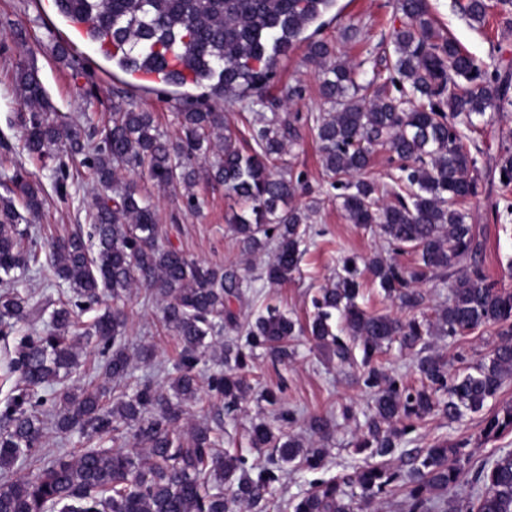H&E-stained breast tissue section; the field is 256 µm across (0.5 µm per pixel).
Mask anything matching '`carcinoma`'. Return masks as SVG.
<instances>
[{
    "instance_id": "carcinoma-1",
    "label": "carcinoma",
    "mask_w": 512,
    "mask_h": 512,
    "mask_svg": "<svg viewBox=\"0 0 512 512\" xmlns=\"http://www.w3.org/2000/svg\"><path fill=\"white\" fill-rule=\"evenodd\" d=\"M59 11L86 27L89 41L122 71L145 69L166 85H204L223 102L264 97L278 60L301 44L305 61L323 74L321 93L336 110L317 116L274 112L252 128L254 146L239 145L227 114L201 102L180 113L177 138L164 137L150 112L121 104L85 137L68 117L52 111L34 69L18 66L16 79L34 108L25 122V146L40 160L54 152L82 155L101 192L89 234L75 231L42 244L33 224L43 206L42 186L16 173L12 192L22 200L0 201V337L20 322L36 324L42 309L16 284L48 265L71 296L50 314L47 328H32L15 346L8 371L19 375L0 409V512H248L272 496L282 465L309 470L326 465L329 449L297 436H277L265 423L252 427L250 443L268 450V465L255 474L235 448H220L221 434L207 424L189 425L183 402L197 395L196 366L205 340L228 328L244 342L224 350V370L209 388L232 409L252 393L244 371L256 351L275 362L292 357V337L306 331L317 349L342 369H362L371 394L366 433L355 451L371 462L351 475L315 482L293 512H378L380 501L404 492L403 512H433L434 495L456 484L469 464L464 441L436 442L405 452L409 469L387 463L413 428L412 421L443 414L476 413L512 379V291L488 281L479 261L485 243L468 223L463 206L478 194L482 150L465 140L460 125L489 110L512 106V76L480 62L442 34L428 0H397L404 17L394 32V74L378 87L357 82V67L336 59L330 43L315 39L335 0H56ZM468 20L483 23L486 0H455ZM316 132L324 173L340 190L336 201L353 224L376 226L392 251L415 253L405 266L381 254L337 260L336 277L313 299L304 328L276 305L240 320L231 299H240L244 278L233 266L203 265L160 243L154 206L120 174L140 170L163 187L193 186L203 177L247 206L229 228L243 251L265 254L260 278L272 286L293 279L305 253L313 200L292 201L303 189L283 159L302 129ZM389 152L391 183L366 176L373 153ZM25 227H20V223ZM384 297L420 316L403 320L358 304L362 271ZM449 283L448 303L430 315L421 284ZM142 290L162 302L161 328L181 344L177 375L169 390L150 379L132 380L125 342L126 314L118 302ZM112 305H107V298ZM99 307L86 328L79 312ZM339 316L349 340L333 323ZM490 328L497 336L488 358L468 372H454L430 338L451 339ZM99 348L105 376L123 385L107 397L106 385H65L78 368L79 342ZM415 355L417 388L404 385L378 362L393 343ZM77 433L88 447L79 454L41 457L46 430ZM310 429L322 440L332 419L314 416ZM512 431V404L485 418L486 436ZM123 440L102 448L105 439ZM28 471L8 478L16 463ZM477 493L448 512H512V451L483 461L473 472Z\"/></svg>"
}]
</instances>
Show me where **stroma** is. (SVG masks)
<instances>
[{"mask_svg":"<svg viewBox=\"0 0 512 512\" xmlns=\"http://www.w3.org/2000/svg\"><path fill=\"white\" fill-rule=\"evenodd\" d=\"M490 10L484 25L471 23L458 13L453 0H429L436 27L452 37L468 54L480 61L495 62L512 74V2L487 0ZM319 39L335 43L340 59L359 65V84L385 71L393 58L392 36L404 21L396 0H336L334 10L325 17ZM305 46L292 49L280 60L261 105L236 102L225 105L231 123L242 141H249L251 129L259 116L270 115L271 105L290 102L292 111L318 115L331 111L332 104L320 92L321 77L304 61ZM36 69L55 112L66 115L82 130L102 125L114 104H132L150 112L160 133L173 138L179 133V114L190 108L200 94L192 86H168L157 89L147 83L134 87L131 78L107 62L95 45L76 31L56 10L53 0H0V198H10L9 179L22 171L29 180L43 188L44 204L38 222L46 235H62L76 225L88 224L98 193L92 170L82 157L68 164L67 197H60L54 187L53 161L29 158L23 148V119L28 108L16 84L19 65ZM475 135L483 150L478 158V194L468 203L471 222L485 241L482 263L491 281L512 290V185H503L495 164L504 148H512V109L486 112L477 118ZM285 160L294 174L303 175L307 193L297 195L294 203L305 206L321 199L311 216L312 243L303 255L293 279L282 286H270L260 279L259 266L250 265L242 247L228 227V220L241 205L236 198L216 190L206 180H198L193 193L201 203L199 211L187 209L183 187L160 189L145 175L126 171L122 182L134 183L139 195L156 209L159 224L167 232L166 242L195 260L213 265H235L247 286L235 310L242 316L257 314L266 305L275 304L301 324H308L315 309L312 299L319 288L331 282L340 256L367 257L381 251L384 241L378 232L352 224L337 205L336 191L326 180L315 135L304 130L300 144L287 151ZM161 302L146 300L143 292H133L125 300L127 346L133 354L134 377L148 378L168 388L176 375L175 363L181 350L177 337L161 332ZM232 335L221 332L200 357L196 373L199 397L185 405L192 422L222 424L223 445L241 449L248 465L260 462L252 449L249 429L264 420L274 430L311 439L309 421L315 415L330 416L335 428L327 443L329 456L325 467L307 471L289 467L275 483L274 503L266 512H292L290 503L307 492L312 483L351 473L363 466L365 457L355 451V435L365 429L370 402L368 391L353 369L339 370L325 361L309 336L295 337L294 356L275 364L257 356L249 365L254 394L237 410L226 412L223 400L209 390L211 375L223 369L222 346ZM494 337L491 330L480 329L451 341L438 338L435 348L447 358L464 355L472 364L486 358ZM279 392L293 418L276 419L272 407L259 397L260 391ZM512 402V380L504 384L496 398L488 400L482 412L466 414L461 420L448 421L443 416L427 418L409 434V445L423 448L434 441L468 440L472 465L503 451L512 450V432L484 440L481 431L487 415ZM350 417H343V408Z\"/></svg>","mask_w":512,"mask_h":512,"instance_id":"obj_1","label":"stroma"}]
</instances>
